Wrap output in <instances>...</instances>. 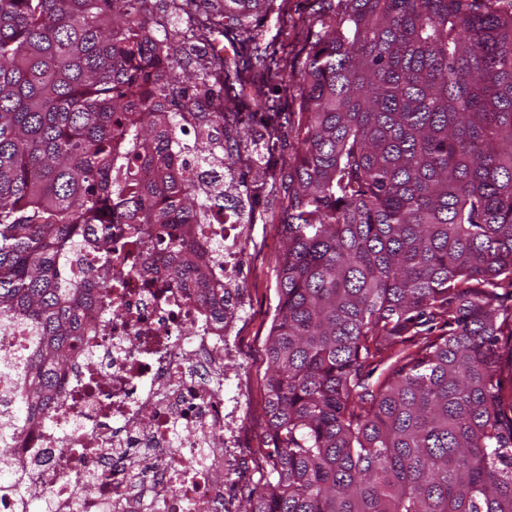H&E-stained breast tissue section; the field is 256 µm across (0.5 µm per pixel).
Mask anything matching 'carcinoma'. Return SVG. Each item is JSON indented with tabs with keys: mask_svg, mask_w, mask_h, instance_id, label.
Instances as JSON below:
<instances>
[{
	"mask_svg": "<svg viewBox=\"0 0 512 512\" xmlns=\"http://www.w3.org/2000/svg\"><path fill=\"white\" fill-rule=\"evenodd\" d=\"M273 2L170 0L234 50L192 76L149 0H0V338L29 343L0 357V454L49 421L81 306L112 304V225L208 286L185 240L224 194L180 156L219 153L254 210L288 184L242 512H512V0H313L287 72Z\"/></svg>",
	"mask_w": 512,
	"mask_h": 512,
	"instance_id": "1",
	"label": "carcinoma"
}]
</instances>
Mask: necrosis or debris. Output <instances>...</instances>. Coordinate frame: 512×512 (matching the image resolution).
Returning a JSON list of instances; mask_svg holds the SVG:
<instances>
[{
    "mask_svg": "<svg viewBox=\"0 0 512 512\" xmlns=\"http://www.w3.org/2000/svg\"><path fill=\"white\" fill-rule=\"evenodd\" d=\"M243 227L219 212L203 228L202 247L222 289L224 317L215 319L211 289L171 280L166 250L131 268L113 264L120 280L112 306L84 305L83 357L59 374L53 424L17 439L0 461L19 483L49 494L54 512H237L233 481L242 391L211 384L234 356L233 331ZM98 373L109 397L90 387ZM223 436L225 451L209 449Z\"/></svg>",
    "mask_w": 512,
    "mask_h": 512,
    "instance_id": "4bbe7bcc",
    "label": "necrosis or debris"
}]
</instances>
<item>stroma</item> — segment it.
Masks as SVG:
<instances>
[{
    "mask_svg": "<svg viewBox=\"0 0 512 512\" xmlns=\"http://www.w3.org/2000/svg\"><path fill=\"white\" fill-rule=\"evenodd\" d=\"M312 19L311 0H285L282 12H271L269 34L277 35L284 50L283 65H290L303 48L301 34ZM286 203L277 193L265 210L256 212L246 224L240 270L242 307L235 324L237 356L228 361L229 372L238 374L244 390L246 410L239 424L238 468L234 493L245 502L260 474L270 465L262 453L265 441L263 404L268 368L265 344L278 303L276 278L283 249L279 222Z\"/></svg>",
    "mask_w": 512,
    "mask_h": 512,
    "instance_id": "1",
    "label": "stroma"
}]
</instances>
